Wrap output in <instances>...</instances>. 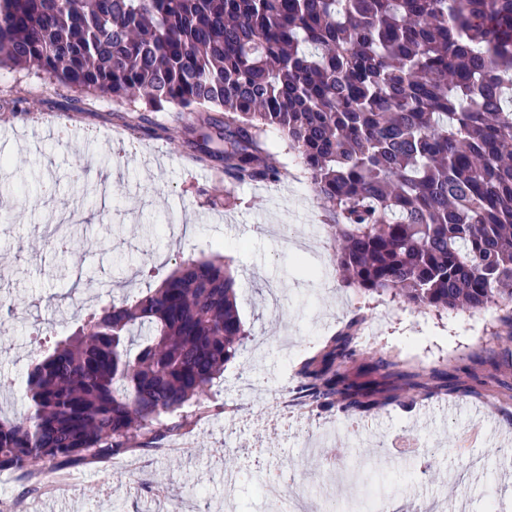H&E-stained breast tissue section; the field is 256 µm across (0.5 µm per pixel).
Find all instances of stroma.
I'll return each mask as SVG.
<instances>
[{
  "mask_svg": "<svg viewBox=\"0 0 512 512\" xmlns=\"http://www.w3.org/2000/svg\"><path fill=\"white\" fill-rule=\"evenodd\" d=\"M122 106L84 97L44 75L0 69V301L17 302L0 327V420L28 406L24 375L42 324L47 341L71 335L92 311L146 291L180 259L223 256L251 330L206 399L210 415L169 453L135 452L70 468L49 492H27L0 472V502L19 512H272L258 487L265 472L340 512H380L384 501L438 502L439 512H483L488 494L512 506V392L487 378L461 403L486 411L490 432L472 441L465 415L439 419L438 399L388 407L369 420L317 416L281 405L294 366L350 315L366 316L371 350L423 369L468 363L496 347L497 312L415 308L371 296L336 271V235L296 154L278 185L228 186L220 162L203 160L206 115L152 113L150 131H128ZM59 182L41 197L38 186ZM67 250L41 245L47 228ZM417 441L431 448L422 477ZM346 476L327 474L328 451Z\"/></svg>",
  "mask_w": 512,
  "mask_h": 512,
  "instance_id": "stroma-1",
  "label": "stroma"
}]
</instances>
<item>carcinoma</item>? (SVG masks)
Masks as SVG:
<instances>
[{"instance_id":"1","label":"carcinoma","mask_w":512,"mask_h":512,"mask_svg":"<svg viewBox=\"0 0 512 512\" xmlns=\"http://www.w3.org/2000/svg\"><path fill=\"white\" fill-rule=\"evenodd\" d=\"M2 66L110 95L133 131L165 107L216 113L209 154L234 184L288 178L278 130L350 284L424 310L507 303L496 338L512 344V0H0ZM364 323L301 363L289 407L355 416L471 391L454 365L377 351L354 372ZM249 336L224 256L182 261L31 362L0 471L152 450L208 411Z\"/></svg>"}]
</instances>
